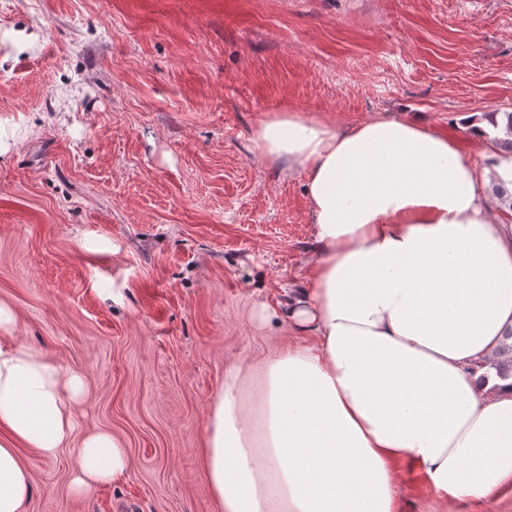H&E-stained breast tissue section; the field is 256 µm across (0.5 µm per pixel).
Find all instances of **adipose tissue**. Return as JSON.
I'll use <instances>...</instances> for the list:
<instances>
[{
	"mask_svg": "<svg viewBox=\"0 0 512 512\" xmlns=\"http://www.w3.org/2000/svg\"><path fill=\"white\" fill-rule=\"evenodd\" d=\"M259 159L305 180L316 259L289 293L300 341L224 370L202 437L218 512H397L401 463L441 504L512 491V225L448 137L380 116L337 126L298 111L262 121ZM0 301V512L32 493L20 449L74 457L85 494L124 478L105 430L74 440L83 375L16 340Z\"/></svg>",
	"mask_w": 512,
	"mask_h": 512,
	"instance_id": "adipose-tissue-1",
	"label": "adipose tissue"
}]
</instances>
